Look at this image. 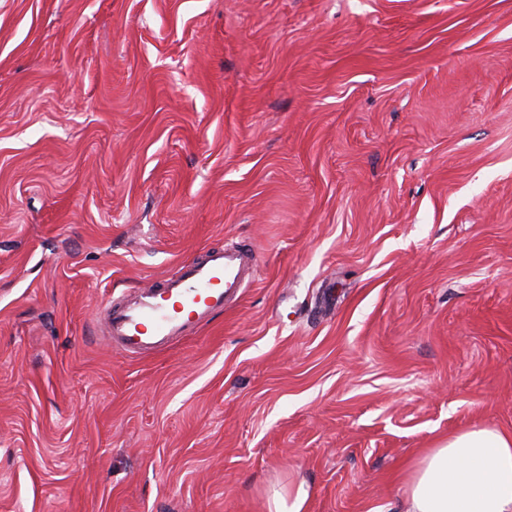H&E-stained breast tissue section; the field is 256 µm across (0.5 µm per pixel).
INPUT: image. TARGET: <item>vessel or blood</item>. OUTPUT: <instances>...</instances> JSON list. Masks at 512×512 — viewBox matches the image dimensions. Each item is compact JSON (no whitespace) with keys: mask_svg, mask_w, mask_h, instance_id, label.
<instances>
[{"mask_svg":"<svg viewBox=\"0 0 512 512\" xmlns=\"http://www.w3.org/2000/svg\"><path fill=\"white\" fill-rule=\"evenodd\" d=\"M258 258L246 244L212 247L183 263L160 284L128 292L100 309L109 339L131 354L163 349L223 312Z\"/></svg>","mask_w":512,"mask_h":512,"instance_id":"obj_1","label":"vessel or blood"}]
</instances>
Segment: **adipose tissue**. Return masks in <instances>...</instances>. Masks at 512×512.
I'll return each mask as SVG.
<instances>
[{
  "label": "adipose tissue",
  "mask_w": 512,
  "mask_h": 512,
  "mask_svg": "<svg viewBox=\"0 0 512 512\" xmlns=\"http://www.w3.org/2000/svg\"><path fill=\"white\" fill-rule=\"evenodd\" d=\"M404 512H512V434L494 427L450 435L412 465Z\"/></svg>",
  "instance_id": "ef3b65f1"
}]
</instances>
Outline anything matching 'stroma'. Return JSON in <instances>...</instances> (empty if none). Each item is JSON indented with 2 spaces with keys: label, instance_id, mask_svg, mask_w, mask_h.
<instances>
[{
  "label": "stroma",
  "instance_id": "stroma-1",
  "mask_svg": "<svg viewBox=\"0 0 512 512\" xmlns=\"http://www.w3.org/2000/svg\"><path fill=\"white\" fill-rule=\"evenodd\" d=\"M223 314L108 298L209 247ZM512 434V0H0V512H400ZM257 265L246 244L211 247L159 285L129 291L122 303L111 298L101 307L100 319L109 339L128 353L163 349L224 312ZM308 499L309 490L305 481L288 484V494L273 491L268 499V512H305Z\"/></svg>",
  "mask_w": 512,
  "mask_h": 512
}]
</instances>
